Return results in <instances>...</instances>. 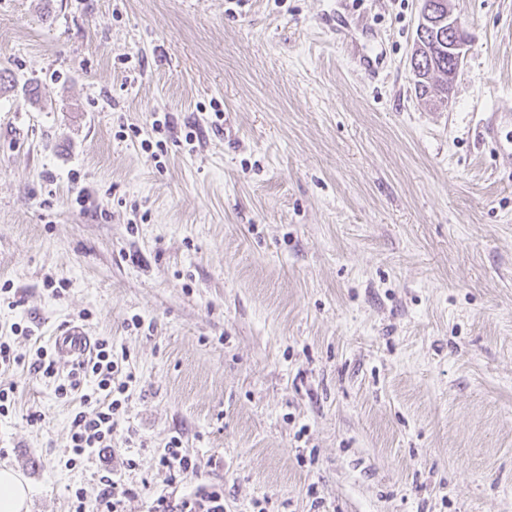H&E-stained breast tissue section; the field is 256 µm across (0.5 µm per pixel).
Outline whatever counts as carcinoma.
Segmentation results:
<instances>
[{
	"mask_svg": "<svg viewBox=\"0 0 512 512\" xmlns=\"http://www.w3.org/2000/svg\"><path fill=\"white\" fill-rule=\"evenodd\" d=\"M450 65L448 24L439 27L432 23L427 24L416 63L420 79L415 81V89L420 91L422 96L433 90L443 98L448 97V85L453 81L450 77Z\"/></svg>",
	"mask_w": 512,
	"mask_h": 512,
	"instance_id": "obj_1",
	"label": "carcinoma"
}]
</instances>
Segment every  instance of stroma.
<instances>
[{
	"label": "stroma",
	"mask_w": 512,
	"mask_h": 512,
	"mask_svg": "<svg viewBox=\"0 0 512 512\" xmlns=\"http://www.w3.org/2000/svg\"><path fill=\"white\" fill-rule=\"evenodd\" d=\"M452 5L470 51L436 108L420 0H0V341L74 322L135 378L71 468L73 362L0 368L28 512L112 469L123 512L201 484L224 512H512V164L485 134L512 0ZM167 447L159 458V466L165 469L172 479L197 469L196 462L183 451L179 438L172 437Z\"/></svg>",
	"instance_id": "35a3bbf8"
}]
</instances>
